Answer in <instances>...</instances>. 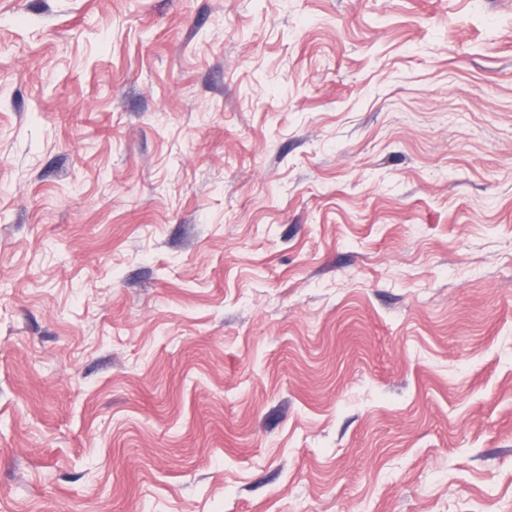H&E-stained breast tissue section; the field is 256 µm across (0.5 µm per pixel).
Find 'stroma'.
<instances>
[{
    "instance_id": "1",
    "label": "stroma",
    "mask_w": 512,
    "mask_h": 512,
    "mask_svg": "<svg viewBox=\"0 0 512 512\" xmlns=\"http://www.w3.org/2000/svg\"><path fill=\"white\" fill-rule=\"evenodd\" d=\"M0 512H512V0H0Z\"/></svg>"
}]
</instances>
